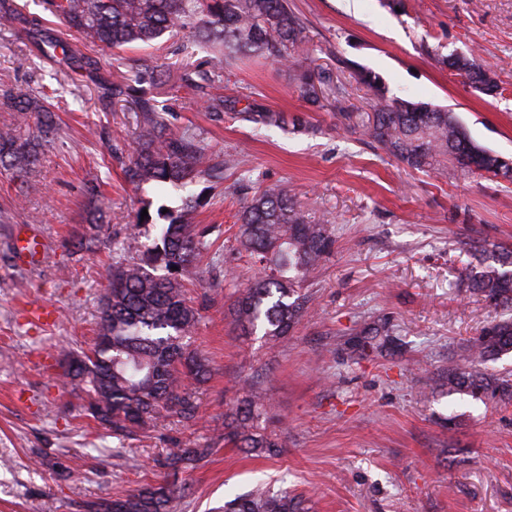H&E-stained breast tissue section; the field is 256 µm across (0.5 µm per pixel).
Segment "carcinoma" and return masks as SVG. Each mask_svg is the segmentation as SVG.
<instances>
[{"instance_id":"carcinoma-1","label":"carcinoma","mask_w":512,"mask_h":512,"mask_svg":"<svg viewBox=\"0 0 512 512\" xmlns=\"http://www.w3.org/2000/svg\"><path fill=\"white\" fill-rule=\"evenodd\" d=\"M43 9L59 19L64 30L53 33L45 17L22 16L9 5L4 14L19 20L43 55L59 50L81 70L98 68L97 58L82 52V45L113 50L132 44L151 47L165 35L181 32L212 51L210 68L181 76L185 85L199 92L221 80L226 57L258 56L283 66L313 62L303 22L289 0H44ZM447 65L469 85L482 83L483 94L500 93L498 79L485 78L489 68L476 55H450ZM168 79L164 64L144 59L131 75L107 89L112 99L129 102L140 113V131L125 170L132 184L155 181L185 188L202 175L216 177L234 166L229 158L218 164L207 161L199 142L175 130L167 107L143 89L145 83L156 89ZM361 82L370 92L367 112L344 111V91L336 88L338 116L359 138L379 144L412 170L444 171L451 166L467 175L512 180V159L478 144L455 113L391 96L372 72L364 73ZM235 104L215 95L208 98L206 111L232 112ZM0 106L14 113V123L0 128V170L24 183L39 161L40 142L27 134L30 114L37 115L40 136L47 138L58 126L54 105L42 91L17 92L5 86L0 89ZM241 113L266 127L285 124L283 115L253 105ZM239 220L240 249L268 271L232 292L235 324L244 336L261 330L273 341L283 339L308 313L309 300L301 293V284L309 269L330 252L332 240L324 226L309 220L291 193L278 186L245 199ZM211 245L207 230L173 216L151 242L134 239L127 244L128 251L141 254L140 260L106 269L96 341L84 355L85 365L65 369L61 378L86 395L90 414L112 435L124 437L170 414L194 415L191 382L205 380L208 367L184 342L195 332L198 316L186 301L183 276ZM497 262L466 274L460 286L496 308H512V272L503 269L512 264V251L501 253ZM511 351L512 321L500 320L483 331L464 364L448 372L440 386L512 402L511 379L477 370L483 362ZM266 413L261 388L249 386L231 409L229 435L248 451L277 453L280 445L254 425ZM209 453L208 448H171L164 467L175 476ZM183 492L173 482L146 485L110 502H90L86 512H170L171 502ZM222 512H314V507L302 495L258 486L224 502Z\"/></svg>"}]
</instances>
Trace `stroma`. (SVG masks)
Instances as JSON below:
<instances>
[{"instance_id":"35a3bbf8","label":"stroma","mask_w":512,"mask_h":512,"mask_svg":"<svg viewBox=\"0 0 512 512\" xmlns=\"http://www.w3.org/2000/svg\"><path fill=\"white\" fill-rule=\"evenodd\" d=\"M325 88L343 86L347 106L365 110L360 70L379 74L394 96L453 108L474 140L512 156V0H290ZM188 35L154 47L91 48L93 72L41 55L33 39L0 16V82L46 92L58 132L26 184L0 174V512H84L85 502L165 482L171 448L209 455L180 473L186 495L174 512H212L257 482L310 497L315 512H512V406L448 392L439 380L491 321L493 310L459 281L477 264L466 245L512 250V182L459 171L406 168L378 144L343 130L332 97L299 94L303 67L262 59L224 63L217 95L303 125L264 127L205 111L192 89L157 90L174 129L197 135L208 157L235 155L222 183L202 177L190 191L125 179L140 116L102 98L103 85L153 59L182 72ZM475 53L504 89L491 97L449 71L445 59ZM96 181L102 197L84 191ZM280 184L321 219L333 239L303 291L315 310L277 343L239 335L229 296L257 274L238 252L245 193ZM200 206L185 216L209 229L213 256L198 264L187 295L199 314L190 347L210 374L194 385L197 409L113 437L62 388V350L80 353L96 336L106 267L127 260L123 241L149 240L157 209ZM150 218L137 219L140 210ZM38 216L44 257L16 260L14 228ZM97 236L73 252L74 234ZM44 304L53 323H30ZM385 326L389 343L359 354L364 330ZM259 384L271 410L259 420L277 455L256 456L224 440V414Z\"/></svg>"}]
</instances>
